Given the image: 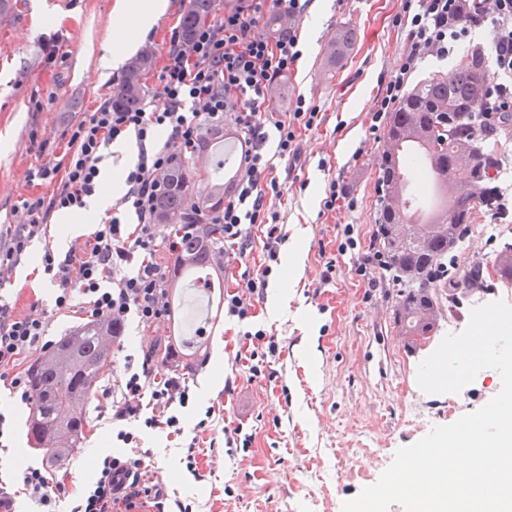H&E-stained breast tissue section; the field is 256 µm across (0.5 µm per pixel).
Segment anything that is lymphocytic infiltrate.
I'll use <instances>...</instances> for the list:
<instances>
[{
  "label": "lymphocytic infiltrate",
  "mask_w": 512,
  "mask_h": 512,
  "mask_svg": "<svg viewBox=\"0 0 512 512\" xmlns=\"http://www.w3.org/2000/svg\"><path fill=\"white\" fill-rule=\"evenodd\" d=\"M457 0H403V24L408 48L394 69L384 93L378 98L374 122L392 111L420 61L428 56L448 57L466 36L464 26L452 27L448 17ZM482 14L495 45L498 70L512 73V0H470ZM310 0H235L232 9L213 25L198 28L192 39L172 38L163 67L162 107L147 110H116L101 104L73 129L65 175L56 178L54 169L42 165L29 170L28 181L57 179L50 200L29 203L27 223L18 225L13 244L6 252L7 267L21 261L26 242L48 236L52 212L80 209L99 188L103 151L112 143L135 136L140 145L137 160L125 175L127 190L119 208L134 213L135 223L120 216L96 222L84 241L66 253L45 251L42 273L55 289L58 312L79 309L87 318L123 321L135 315L144 327L157 324L169 307L167 284L171 268L166 253L176 242L165 237L163 246L153 245L158 226L154 199L159 178L168 168L173 153L189 151L194 130L220 132L226 119H233L241 132L245 151L233 187L224 196V206L215 223L224 227V252L245 258L254 248H262L267 263L256 274L242 275L235 290L224 298L228 316L246 319L254 301L262 299L273 265L279 259L284 239L280 212L276 205L282 188L274 174V158L297 162L302 155L299 129H312L321 117L297 98L287 118L270 111V89L291 72L302 55L296 28L266 33L261 27L272 12L298 19ZM166 132L163 145H156L158 132ZM278 138L276 152L264 150L269 135ZM263 226L262 239H255L254 226ZM339 253L355 251L354 272L378 287L375 272L384 268L382 252L376 244L359 247L351 228H344ZM48 323L43 314H15L11 305L0 303V371H13V387L26 388L30 371L25 364L30 350L43 341ZM119 397L112 403L115 422L143 417L149 428L178 429L177 409L189 402L184 377L172 373L153 376L149 368L125 370L114 380ZM150 416H143V409ZM117 437L131 450L122 456H107L95 469L73 512H125L141 494L140 486L150 477L146 454L133 444L132 433L121 430Z\"/></svg>",
  "instance_id": "1"
}]
</instances>
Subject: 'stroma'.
I'll return each mask as SVG.
<instances>
[{
  "mask_svg": "<svg viewBox=\"0 0 512 512\" xmlns=\"http://www.w3.org/2000/svg\"><path fill=\"white\" fill-rule=\"evenodd\" d=\"M189 0H171L169 12L142 37L153 62L141 75L143 102L161 105L164 55ZM320 22L303 15L296 22L302 57L288 77L274 83L271 109L291 111L297 97L322 112L318 128L303 132L301 166L285 179L277 206L285 234L305 228L303 274L287 308L269 315L266 303L255 306L252 318L237 322L210 318L215 302H202L194 286H185L176 322L184 336L206 326L205 355L180 365L190 386V401L179 412L181 434L131 423L142 448L150 452L152 472L166 493L155 502L156 512H342L344 501L375 483L395 452L424 437L434 426L448 425L485 405L501 388L497 373L485 369L457 394H429L417 382L418 367L450 333L468 324L477 302L498 299L512 304V280L500 278L493 264L504 242H512V182L498 180L505 212H476L473 224L451 261L455 269L480 261L487 266L488 291L483 299L462 298L460 310L444 315L437 333L420 349L408 351L393 323L398 288L384 277L380 289L368 291L351 269V256L339 255L341 227L353 225L360 241L375 236L378 200L376 156L385 132L372 126L374 100L382 83L407 50L395 23L400 0H323ZM115 0H9L0 13V245L9 246L11 225L28 219L26 203L49 199L50 181L28 183L29 168L62 165L71 129L114 95L125 74L118 68L102 73L99 57L112 42ZM356 34L348 55L329 65L327 45L337 28ZM59 42L57 57L44 50L47 39ZM343 179L357 204L329 209L324 205L328 184ZM92 225L66 235L64 241L33 239L29 256L0 277V294L17 313H46L49 340H57L85 323L79 313L54 311L55 290L35 269L46 248L74 246ZM336 261L331 283L321 274ZM159 321L148 329L128 317L113 342L112 356L101 378L112 385L126 368H140L166 328ZM276 336L281 353L271 377L251 380L245 363L248 330ZM315 347L314 361L304 356L306 343ZM224 353L223 377L234 379L235 391L204 393L216 351ZM31 401L9 380H0V411L13 418V441L0 450V484L13 493L15 512H72L89 477L85 462L126 453L108 417V402L96 393L87 407L86 436L52 471L56 489L50 505L17 492L13 472L16 457L41 463L40 451L28 446ZM243 426L253 436L244 450L224 446V431ZM199 450L198 471L186 469L188 444ZM180 471L172 480L171 471Z\"/></svg>",
  "mask_w": 512,
  "mask_h": 512,
  "instance_id": "stroma-1",
  "label": "stroma"
}]
</instances>
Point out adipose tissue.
Masks as SVG:
<instances>
[{
  "label": "adipose tissue",
  "mask_w": 512,
  "mask_h": 512,
  "mask_svg": "<svg viewBox=\"0 0 512 512\" xmlns=\"http://www.w3.org/2000/svg\"><path fill=\"white\" fill-rule=\"evenodd\" d=\"M170 9V0H117L112 10V46L102 54L100 67L109 71L123 63L140 38ZM120 165L104 161L101 165L100 190L91 198L86 209L64 215L66 231L73 232L107 210L114 198L124 191Z\"/></svg>",
  "instance_id": "adipose-tissue-1"
}]
</instances>
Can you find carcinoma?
Returning a JSON list of instances; mask_svg holds the SVG:
<instances>
[{"label":"carcinoma","instance_id":"carcinoma-1","mask_svg":"<svg viewBox=\"0 0 512 512\" xmlns=\"http://www.w3.org/2000/svg\"><path fill=\"white\" fill-rule=\"evenodd\" d=\"M215 0H189L181 18L187 36L203 25ZM448 25H478L483 17L459 0ZM355 39L347 28L336 30L331 51L346 53ZM486 50L471 49L459 65L444 76H433L416 85L400 101L388 121L384 144L378 152L381 195L376 210V240L388 267L399 282V298L393 322L410 349L426 341L439 328L444 308H453L455 289L447 288L442 269L469 231L477 210L497 209L496 182L507 157L499 148L501 138L512 133L507 117L487 129L480 109L490 81ZM152 55L144 54L112 96V107H140L138 75L150 67ZM424 177L436 189V203L424 212L405 193L409 180ZM224 183L214 184L189 168L177 156L160 177L154 200L158 223L173 225L178 233L170 286L194 273L224 272V225L210 223V216L224 204ZM196 224L191 234L180 225ZM504 279H512V244L506 243L495 258ZM461 294L476 297L485 293V267L473 262L459 276ZM104 336L117 338L110 319L92 320L63 337L36 367L33 378V410L29 416L30 445L46 449L49 458L70 452L59 448L58 434L72 436L73 447L84 439L89 425L83 407L97 391L111 349L102 345ZM186 351V340L174 332L160 337L152 359L174 361Z\"/></svg>","mask_w":512,"mask_h":512}]
</instances>
